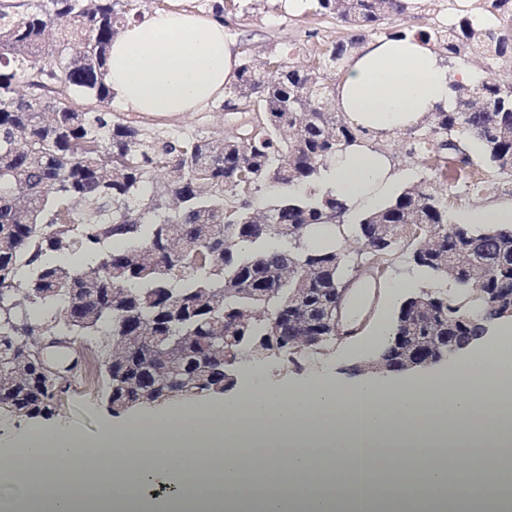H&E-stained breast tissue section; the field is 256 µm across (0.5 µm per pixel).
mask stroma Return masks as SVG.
<instances>
[{
  "label": "stroma",
  "mask_w": 512,
  "mask_h": 512,
  "mask_svg": "<svg viewBox=\"0 0 512 512\" xmlns=\"http://www.w3.org/2000/svg\"><path fill=\"white\" fill-rule=\"evenodd\" d=\"M239 8L234 20L224 27L226 36L234 43L239 57L249 58L254 64H262L271 57L288 54L298 63H305L311 50L318 44H330L347 35V27L339 20L319 16L313 7L294 12L285 0H237ZM469 13L482 20L491 19L483 8V0H436L430 11V22L445 27L462 13ZM494 20V19H491ZM496 26L512 27V19L501 16L494 20ZM80 107L87 110H105L123 120L167 131L178 137L215 136L235 134L244 121L242 111L231 110L225 99H218L201 106L197 111L170 118H155L127 111L118 101L102 104L93 99H83ZM405 137L402 131L386 132L369 138L370 146L386 152L392 159L399 175L400 186L422 182L429 174L403 149ZM438 193L449 201V218H456L467 210L493 204L512 202V175H495L481 186L470 188L439 187ZM417 269L409 253L396 249L386 272L372 285L375 289L373 310L366 331H373L375 323L392 322L404 301L403 296H391L390 291L405 279L415 276ZM365 354L363 341L355 337L335 340L326 345L320 354L299 359L297 363H284L270 358L261 366L269 382L293 385L303 379L329 377L351 381L349 368L362 361ZM99 390L84 398L74 391L60 395L49 420L67 423L77 428L87 439H96L103 422L111 420Z\"/></svg>",
  "instance_id": "1"
}]
</instances>
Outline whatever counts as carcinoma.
I'll list each match as a JSON object with an SVG mask.
<instances>
[{
  "instance_id": "carcinoma-1",
  "label": "carcinoma",
  "mask_w": 512,
  "mask_h": 512,
  "mask_svg": "<svg viewBox=\"0 0 512 512\" xmlns=\"http://www.w3.org/2000/svg\"><path fill=\"white\" fill-rule=\"evenodd\" d=\"M135 0H0V410L51 413L70 379L49 382L27 362L45 336L96 343L114 414L175 397H221L243 359L294 362L336 335V301L352 236L380 269L400 246L435 283L476 296L474 310L432 288L412 294L373 358L380 373L413 353L434 360L468 343L512 302V224L448 221V201L421 182L357 227L322 180L328 159L367 132L338 111L329 69L340 68L403 0H314L350 30L305 67L291 56L239 66L228 94L250 108L240 132L217 140L169 134L90 112L73 99H112L107 60ZM512 18V0H485ZM415 37L448 57L512 61V28L463 17ZM27 79L38 90L16 96ZM455 105L407 128V155L443 186L468 184L474 161L456 138L481 144L483 170L512 174V70L453 85ZM279 189L258 215L250 199ZM118 240L121 246L106 244Z\"/></svg>"
}]
</instances>
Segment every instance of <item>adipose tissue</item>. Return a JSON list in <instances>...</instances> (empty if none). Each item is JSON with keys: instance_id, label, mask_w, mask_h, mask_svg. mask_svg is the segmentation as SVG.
<instances>
[{"instance_id": "1", "label": "adipose tissue", "mask_w": 512, "mask_h": 512, "mask_svg": "<svg viewBox=\"0 0 512 512\" xmlns=\"http://www.w3.org/2000/svg\"><path fill=\"white\" fill-rule=\"evenodd\" d=\"M108 81L125 108L176 116L214 101L237 77L224 23L155 10L112 42ZM451 70L413 35L363 45L336 104L378 135L452 109ZM347 207H375L397 188L390 157L337 152L323 172ZM512 327L447 372L391 383L253 384L236 396L108 424L89 441L34 426L0 449V504L10 512H512Z\"/></svg>"}]
</instances>
